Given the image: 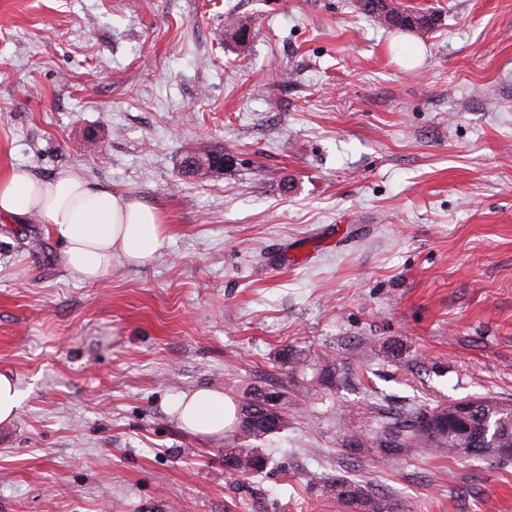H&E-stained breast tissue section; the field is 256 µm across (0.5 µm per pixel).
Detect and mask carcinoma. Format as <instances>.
Listing matches in <instances>:
<instances>
[{"label": "carcinoma", "mask_w": 512, "mask_h": 512, "mask_svg": "<svg viewBox=\"0 0 512 512\" xmlns=\"http://www.w3.org/2000/svg\"><path fill=\"white\" fill-rule=\"evenodd\" d=\"M359 9L382 27L402 31H429L439 22L434 11L414 10L400 0H359ZM250 27L230 17L226 38L243 45ZM193 168L185 169L196 180L206 182L224 171V146L204 145L188 154ZM213 171L203 177L201 170ZM288 365L289 381L279 385L263 380L242 382L229 396L234 404L233 420L225 429L224 471L253 477L268 466L270 457L259 444L288 430V403L298 377L313 371L307 381L311 394L320 401L332 399L340 382L336 359L323 354L309 360L303 353L289 349L282 357ZM338 446L342 448L345 467L350 475L320 478L319 495L343 512H404L402 505L388 493L356 475L368 455L391 464H400L415 450H429L450 459L468 456L512 459L497 452L512 448V403L494 397L476 402L411 405L402 410L374 407L362 417H347L339 424Z\"/></svg>", "instance_id": "carcinoma-1"}]
</instances>
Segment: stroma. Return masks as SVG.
<instances>
[{
	"label": "stroma",
	"mask_w": 512,
	"mask_h": 512,
	"mask_svg": "<svg viewBox=\"0 0 512 512\" xmlns=\"http://www.w3.org/2000/svg\"><path fill=\"white\" fill-rule=\"evenodd\" d=\"M404 2L439 29L357 0H0V170L72 169L167 236L89 284L43 225L0 223V372L22 392L0 512H335L311 479L338 468L336 421L301 391L256 479L170 411L287 381L288 346L356 371L335 395L354 414L512 399V0ZM210 142L223 175L189 180L181 154ZM362 475L408 512H512V460L418 450ZM359 9L366 12L382 27L402 31H429L439 22L434 11L414 10L398 0H359Z\"/></svg>",
	"instance_id": "stroma-1"
}]
</instances>
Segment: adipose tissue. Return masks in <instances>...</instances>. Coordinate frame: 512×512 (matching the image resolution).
Here are the masks:
<instances>
[{"label":"adipose tissue","mask_w":512,"mask_h":512,"mask_svg":"<svg viewBox=\"0 0 512 512\" xmlns=\"http://www.w3.org/2000/svg\"><path fill=\"white\" fill-rule=\"evenodd\" d=\"M38 218L62 244V264L82 282L96 283L115 256L139 264L163 246V222L156 207L90 185L74 171L38 180L24 168L0 171V219ZM182 426L208 437L223 435L233 408L223 392L201 388L172 402Z\"/></svg>","instance_id":"obj_1"}]
</instances>
